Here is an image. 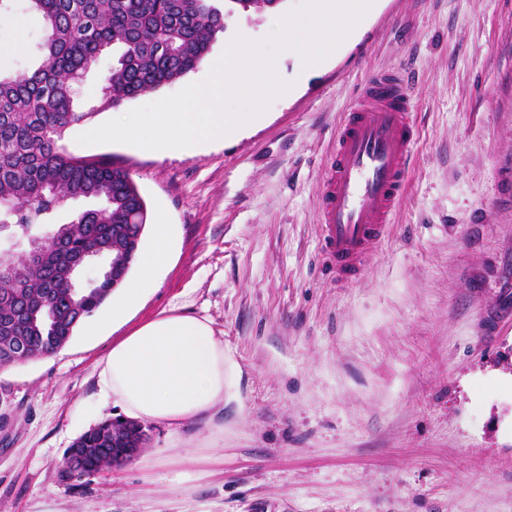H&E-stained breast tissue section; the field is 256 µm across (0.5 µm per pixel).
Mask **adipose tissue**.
<instances>
[{
    "instance_id": "1",
    "label": "adipose tissue",
    "mask_w": 512,
    "mask_h": 512,
    "mask_svg": "<svg viewBox=\"0 0 512 512\" xmlns=\"http://www.w3.org/2000/svg\"><path fill=\"white\" fill-rule=\"evenodd\" d=\"M168 227L138 259V273L113 293L112 319L124 318L169 262ZM97 384L125 415L179 425L212 421L224 402V348L206 320L162 314L117 340L98 363Z\"/></svg>"
}]
</instances>
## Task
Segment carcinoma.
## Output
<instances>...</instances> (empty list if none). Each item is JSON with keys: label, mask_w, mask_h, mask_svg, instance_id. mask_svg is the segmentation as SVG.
Segmentation results:
<instances>
[{"label": "carcinoma", "mask_w": 512, "mask_h": 512, "mask_svg": "<svg viewBox=\"0 0 512 512\" xmlns=\"http://www.w3.org/2000/svg\"><path fill=\"white\" fill-rule=\"evenodd\" d=\"M285 0H0V17L20 7L37 14L44 36L31 55L34 69L0 74V224L63 229L66 246L48 244L37 260L8 256L0 274V368L55 353L83 318L128 279L148 220L146 202L112 158L74 156L64 133L97 113L157 91L195 70L226 21L262 13ZM115 54L95 98L79 85L107 52ZM80 199L98 208L76 222H57ZM113 261L111 275L74 292L69 268L87 248ZM150 436L138 422L109 420L85 432L65 452L81 474L121 464L126 448Z\"/></svg>", "instance_id": "carcinoma-1"}]
</instances>
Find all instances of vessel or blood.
I'll list each match as a JSON object with an SVG mask.
<instances>
[{
  "label": "vessel or blood",
  "instance_id": "1",
  "mask_svg": "<svg viewBox=\"0 0 512 512\" xmlns=\"http://www.w3.org/2000/svg\"><path fill=\"white\" fill-rule=\"evenodd\" d=\"M401 69L373 73L336 127L319 201L322 257L337 284L383 242L409 180L418 129Z\"/></svg>",
  "mask_w": 512,
  "mask_h": 512
}]
</instances>
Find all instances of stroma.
<instances>
[{
  "label": "stroma",
  "mask_w": 512,
  "mask_h": 512,
  "mask_svg": "<svg viewBox=\"0 0 512 512\" xmlns=\"http://www.w3.org/2000/svg\"><path fill=\"white\" fill-rule=\"evenodd\" d=\"M42 35L36 14L0 19V71ZM404 66L420 128L407 192L340 287L318 210L336 123L368 74ZM297 83L240 136L181 151L66 132L67 152L127 171L142 248L166 224L171 257L125 321L0 369V512H512V0H380ZM163 312L224 346L214 425L151 424L125 465L61 480L66 449L122 415L98 361Z\"/></svg>",
  "instance_id": "35a3bbf8"
}]
</instances>
